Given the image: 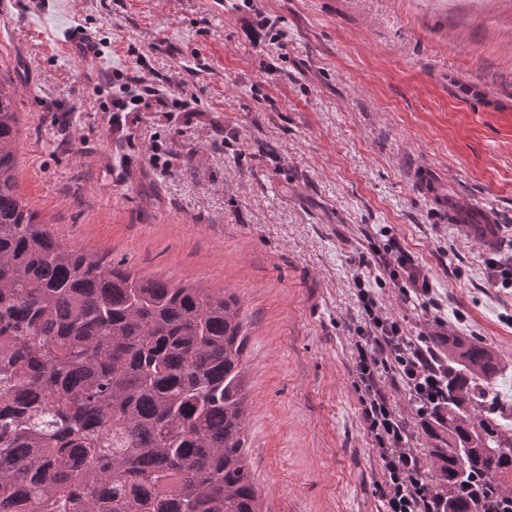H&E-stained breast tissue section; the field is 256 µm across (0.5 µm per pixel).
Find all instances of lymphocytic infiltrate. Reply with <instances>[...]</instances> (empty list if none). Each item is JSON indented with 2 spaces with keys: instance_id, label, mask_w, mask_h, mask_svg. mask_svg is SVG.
<instances>
[{
  "instance_id": "obj_1",
  "label": "lymphocytic infiltrate",
  "mask_w": 512,
  "mask_h": 512,
  "mask_svg": "<svg viewBox=\"0 0 512 512\" xmlns=\"http://www.w3.org/2000/svg\"><path fill=\"white\" fill-rule=\"evenodd\" d=\"M355 286L366 325L365 335L356 343V372L364 386V419L384 450L388 481L383 497L388 512H432V502L421 494L419 460L403 450L401 424L373 383L378 370L391 369L400 375L409 391L435 396L441 391L440 381L426 365L420 345L407 336L398 321L388 316L365 279L356 278Z\"/></svg>"
}]
</instances>
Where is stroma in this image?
<instances>
[{"mask_svg":"<svg viewBox=\"0 0 512 512\" xmlns=\"http://www.w3.org/2000/svg\"><path fill=\"white\" fill-rule=\"evenodd\" d=\"M77 29L98 55L68 50ZM116 71L198 109L110 125ZM0 79L17 193L61 244L236 301L263 512L386 510L354 388L358 274L407 334L443 323L492 347L512 406V288L488 266L512 251V0H0ZM487 222L490 248L462 230ZM391 244L431 306L375 264ZM377 380L422 453L408 389Z\"/></svg>","mask_w":512,"mask_h":512,"instance_id":"35a3bbf8","label":"stroma"}]
</instances>
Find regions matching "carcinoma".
Here are the masks:
<instances>
[{"instance_id":"obj_1","label":"carcinoma","mask_w":512,"mask_h":512,"mask_svg":"<svg viewBox=\"0 0 512 512\" xmlns=\"http://www.w3.org/2000/svg\"><path fill=\"white\" fill-rule=\"evenodd\" d=\"M0 84V512H261L242 435L238 310L57 242L16 194ZM441 395L419 418L437 512H500L512 434L488 345L437 330Z\"/></svg>"}]
</instances>
